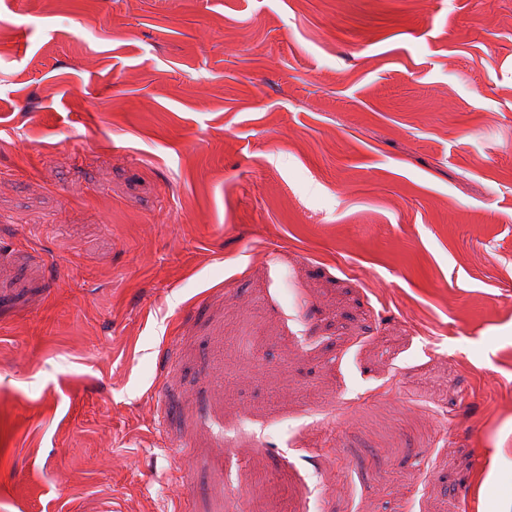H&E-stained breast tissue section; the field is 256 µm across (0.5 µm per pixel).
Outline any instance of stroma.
<instances>
[{
	"instance_id": "obj_1",
	"label": "stroma",
	"mask_w": 512,
	"mask_h": 512,
	"mask_svg": "<svg viewBox=\"0 0 512 512\" xmlns=\"http://www.w3.org/2000/svg\"><path fill=\"white\" fill-rule=\"evenodd\" d=\"M509 395L512 0H0V512H512Z\"/></svg>"
}]
</instances>
